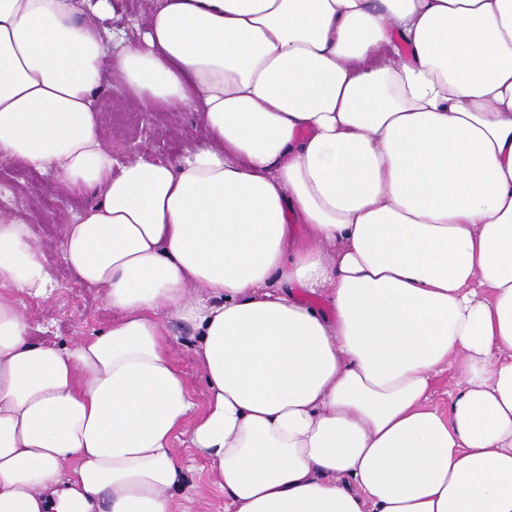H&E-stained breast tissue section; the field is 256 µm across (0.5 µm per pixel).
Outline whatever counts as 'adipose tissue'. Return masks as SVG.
Wrapping results in <instances>:
<instances>
[{
  "mask_svg": "<svg viewBox=\"0 0 512 512\" xmlns=\"http://www.w3.org/2000/svg\"><path fill=\"white\" fill-rule=\"evenodd\" d=\"M116 7L0 0V158L97 192L59 258L112 311L34 341L0 211V512H175L179 440L224 512H512V0H161L113 54ZM107 71L209 140L115 161ZM169 343L178 367L186 374L195 393L197 402H203L206 384L199 370L194 354V336L192 330L184 324L172 323L169 325ZM458 381V373L455 364L448 366V370H445L437 379L434 403L442 406L447 399L448 394L455 389Z\"/></svg>",
  "mask_w": 512,
  "mask_h": 512,
  "instance_id": "ef3b65f1",
  "label": "adipose tissue"
}]
</instances>
